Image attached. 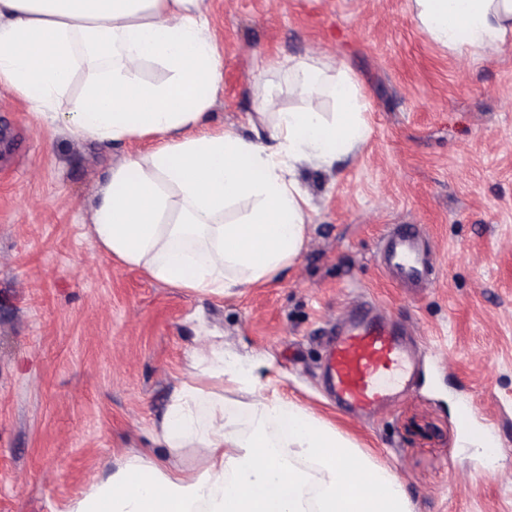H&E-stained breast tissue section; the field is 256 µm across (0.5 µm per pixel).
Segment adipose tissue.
Wrapping results in <instances>:
<instances>
[{"mask_svg":"<svg viewBox=\"0 0 512 512\" xmlns=\"http://www.w3.org/2000/svg\"><path fill=\"white\" fill-rule=\"evenodd\" d=\"M420 31L453 51L497 46L512 31V0H412ZM206 0H0V85L49 124L79 136L123 143L156 135L152 151L110 170L90 217L97 246L157 282L217 295L271 280L306 242L308 202L296 164L336 162L370 135L354 88L297 63L296 86L331 91L343 110L334 121L313 110L275 111L264 140L205 131L223 77L209 34ZM171 78L147 86L143 63ZM88 73L84 95L57 111L75 72ZM254 206L228 224L241 199ZM205 373L248 388L256 378L213 348L196 357ZM241 426L222 394L175 388L160 437L168 448L201 449L192 474L145 453L101 478L65 512H411L397 475L310 411L281 398L252 404Z\"/></svg>","mask_w":512,"mask_h":512,"instance_id":"1","label":"adipose tissue"}]
</instances>
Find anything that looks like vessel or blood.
Here are the masks:
<instances>
[{"instance_id": "b4317fda", "label": "vessel or blood", "mask_w": 512, "mask_h": 512, "mask_svg": "<svg viewBox=\"0 0 512 512\" xmlns=\"http://www.w3.org/2000/svg\"><path fill=\"white\" fill-rule=\"evenodd\" d=\"M379 261L397 282L413 288L422 287L433 272L416 224L391 225L381 240ZM404 336L403 327L374 303L364 300L351 308L325 348L324 383L337 407L370 415L411 384L416 366Z\"/></svg>"}]
</instances>
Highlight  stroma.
Here are the masks:
<instances>
[{"label":"stroma","instance_id":"stroma-1","mask_svg":"<svg viewBox=\"0 0 512 512\" xmlns=\"http://www.w3.org/2000/svg\"><path fill=\"white\" fill-rule=\"evenodd\" d=\"M223 81L209 125L252 136L266 94L281 110L333 113L300 94L289 61L344 63L369 139L296 179L313 208L305 247L262 285L211 296L104 254L89 214L113 166L151 150L41 122L0 86V512H63L140 449L190 473L149 430L176 379L209 386L191 351L222 346L254 369L225 383L241 423L259 395L313 411L391 468L412 512H512V34L453 52L428 41L410 0H208ZM391 224H419L439 260L415 294L375 263ZM365 293L423 339L409 392L374 421L318 388L319 335Z\"/></svg>","mask_w":512,"mask_h":512}]
</instances>
